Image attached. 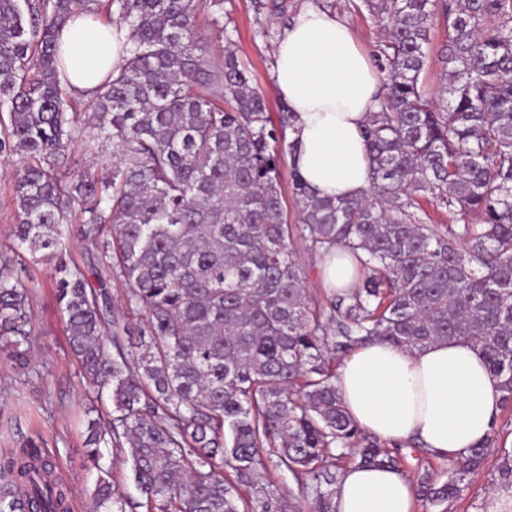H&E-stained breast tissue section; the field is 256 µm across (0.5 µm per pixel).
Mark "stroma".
Listing matches in <instances>:
<instances>
[{
	"label": "stroma",
	"mask_w": 512,
	"mask_h": 512,
	"mask_svg": "<svg viewBox=\"0 0 512 512\" xmlns=\"http://www.w3.org/2000/svg\"><path fill=\"white\" fill-rule=\"evenodd\" d=\"M256 2L223 0L218 26H211L204 14L199 29L212 37L213 53L228 48L237 53L273 113L279 112L282 101L273 90L272 48L282 27L304 6L315 5L347 22L366 53H374L383 38V22L369 14L362 0H285L287 10L281 15L257 12ZM19 276L38 291L32 303L31 364L24 374L0 356V453L36 442L55 460L70 488L72 512H86L96 478L82 466L87 389L69 348L50 266L30 261Z\"/></svg>",
	"instance_id": "1"
}]
</instances>
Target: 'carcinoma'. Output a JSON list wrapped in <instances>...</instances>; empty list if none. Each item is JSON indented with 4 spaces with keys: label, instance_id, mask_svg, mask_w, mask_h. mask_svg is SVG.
Instances as JSON below:
<instances>
[{
    "label": "carcinoma",
    "instance_id": "1",
    "mask_svg": "<svg viewBox=\"0 0 512 512\" xmlns=\"http://www.w3.org/2000/svg\"><path fill=\"white\" fill-rule=\"evenodd\" d=\"M384 22L373 54L378 110L364 137L372 189L317 198L279 152L293 115L268 112L247 66L198 34L222 0H0V158L18 157L17 250L0 253V355L24 368L34 289L13 275L53 264L86 386L112 405L87 422L89 512H128L99 460L129 465L145 512H285L272 471L304 477L311 512H336L350 452L398 467L336 390L332 353L380 339L474 343L512 405V0H364ZM125 26L130 56L94 92L64 81L60 30L76 12ZM441 87L423 86L436 17ZM79 143L93 165L79 171ZM460 220L434 224L422 206ZM91 267L63 259L74 208ZM351 251L356 289L312 302L294 242ZM121 282L111 305L102 274ZM98 279L93 285L89 276ZM144 316V324L130 317ZM492 440L448 476H418L416 499L448 512L487 464L512 494V452ZM247 495H242V488ZM0 512H71L56 465L29 441L0 459Z\"/></svg>",
    "mask_w": 512,
    "mask_h": 512
}]
</instances>
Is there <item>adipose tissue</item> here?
<instances>
[{
  "label": "adipose tissue",
  "mask_w": 512,
  "mask_h": 512,
  "mask_svg": "<svg viewBox=\"0 0 512 512\" xmlns=\"http://www.w3.org/2000/svg\"><path fill=\"white\" fill-rule=\"evenodd\" d=\"M76 59L70 83L83 93L129 55L127 28L75 14L62 30ZM274 89L294 113L288 162L313 195L359 198L372 166L362 131L380 81L349 27L316 6L283 28L272 51ZM349 415L389 444L415 442L440 458H462L491 436L501 411L498 381L477 346L441 340L422 350L374 341L346 356L336 382ZM414 488L397 469L351 466L336 489V512H413Z\"/></svg>",
  "instance_id": "adipose-tissue-1"
}]
</instances>
